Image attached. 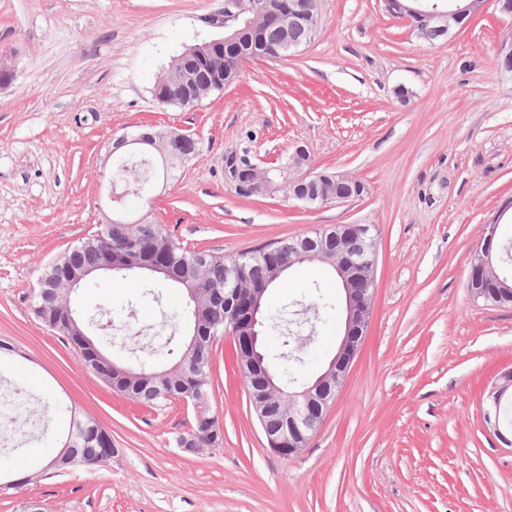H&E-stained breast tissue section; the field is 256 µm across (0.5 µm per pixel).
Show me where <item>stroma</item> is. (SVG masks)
I'll return each instance as SVG.
<instances>
[{
	"instance_id": "obj_1",
	"label": "stroma",
	"mask_w": 512,
	"mask_h": 512,
	"mask_svg": "<svg viewBox=\"0 0 512 512\" xmlns=\"http://www.w3.org/2000/svg\"><path fill=\"white\" fill-rule=\"evenodd\" d=\"M223 17L224 0H0V58L16 69L0 87V375L31 392L34 410L76 405L116 449L48 479L30 448L9 451L16 485L0 489V512L31 499L46 512H512V448L483 421L489 390L512 370V307L467 288L492 216L512 235V210L501 209L512 200V78L497 64L512 19L488 4L431 44L381 0H322L306 49L245 62L198 106L159 105L157 76L185 47L222 36ZM144 125L201 143L128 208L187 247L233 256L328 225L375 227L367 335L297 455L267 449L230 340L213 348L209 392L223 442L189 454L176 439L192 411L117 395L31 311L44 268L111 217L112 143ZM297 144L367 194L305 208L238 197L224 179L229 153L270 159ZM333 279L313 262L267 292L271 323L312 379L339 341L338 325L314 313V284ZM164 295L115 320L116 346L170 334L166 302L183 292Z\"/></svg>"
}]
</instances>
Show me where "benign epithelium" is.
<instances>
[{"label":"benign epithelium","instance_id":"1","mask_svg":"<svg viewBox=\"0 0 512 512\" xmlns=\"http://www.w3.org/2000/svg\"><path fill=\"white\" fill-rule=\"evenodd\" d=\"M385 9L389 12L405 13L419 20V24L427 26L436 24L444 35H451L459 22L470 14L474 4H460V0H451L448 9L440 10L436 5H425L420 0H384ZM250 11L268 16L273 23L283 29L297 26L305 20L306 6L301 0H255ZM228 16L224 17V32L227 36L213 40L202 48H191L179 57L182 76L186 77L196 67L197 60L206 52L224 47V44L236 39L241 22L245 19V9L239 0H231L227 8ZM500 70L508 74L512 72V34L503 38L498 49ZM240 155L231 154L226 157L224 165L225 177L230 184L248 185L255 193H271L283 190L284 197L295 201H305L309 197L323 199L326 203H344L351 200L347 191L356 186V178L342 172L326 174L314 169L309 150L297 145L289 154L288 185L274 183L271 174L281 169L278 159L268 160V166L260 168L254 162L242 167ZM336 185V194L325 193L329 185ZM336 238V250L324 247L328 238ZM352 238L365 241L367 247L362 251H351L341 246V242ZM375 235L370 224H336L319 232L311 244L302 246V239L295 241L294 250L308 260H321L329 263L336 278L345 287L346 331L343 334L337 352L328 368L309 386L290 389L276 383L268 372L259 365L262 354L257 350L259 332L257 326L262 320V302L265 294L263 288H248L246 293H231L224 304V337L233 342L238 351L239 370L248 383V402L252 409L267 447L282 456L300 453L310 438L323 425L326 416L335 403L336 396L345 380L350 366L357 356L363 337L365 336L372 313L374 291V272L376 255L374 253ZM495 259L491 247H486L473 259L470 278L481 282L487 271L494 265ZM111 268L97 252H88V260L79 272H68L63 277L52 281L43 280L37 297L43 302L59 305L64 325L83 335L77 327V320L70 305V295L78 288L79 282L97 271ZM286 401L285 415L280 430L272 431L266 424L267 406L272 401ZM103 451L97 457L90 458L78 455L71 448H64L66 465L77 461L89 460L101 464L112 458V436L105 432L101 435Z\"/></svg>","mask_w":512,"mask_h":512}]
</instances>
